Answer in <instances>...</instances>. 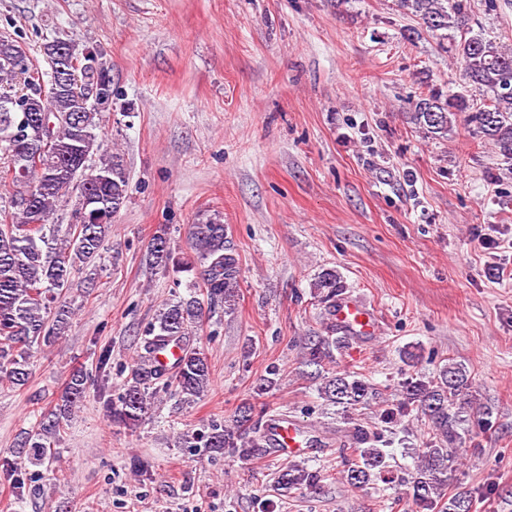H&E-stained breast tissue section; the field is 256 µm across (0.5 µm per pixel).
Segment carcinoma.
<instances>
[{"instance_id": "cac0c4a2", "label": "carcinoma", "mask_w": 512, "mask_h": 512, "mask_svg": "<svg viewBox=\"0 0 512 512\" xmlns=\"http://www.w3.org/2000/svg\"><path fill=\"white\" fill-rule=\"evenodd\" d=\"M397 7L420 21L439 47L461 63V90L445 93L432 86L412 103L407 118L426 137L443 138L455 126L488 144L498 160L512 170V48L470 25L468 0H396ZM48 70L41 71L11 36L0 35V183L15 187L0 216L10 229L0 230V385L21 387L30 379L29 358L35 345L50 346L70 326L75 309L67 301L74 278L94 266L112 221L126 202L130 171L117 149L102 151L98 113L86 111L76 75L66 57L92 60L104 96L118 97L111 68L97 50L73 38H54L41 49ZM486 92L476 104L468 88ZM55 123L49 131L39 114ZM73 205L70 216L83 219L77 236L71 224L54 221L57 208ZM189 244L194 262L176 258L165 234L148 243L144 259L152 269L195 270L189 293L160 308L139 339L137 358L119 387L112 422L134 427L149 417L155 400L173 399L191 406L210 389L211 367L198 339L205 309L224 304L231 311L238 298L241 263L228 244L223 216L214 212L190 225ZM313 294L332 311L346 289L334 269H324L310 283ZM336 325L304 337V364L324 368L333 361ZM176 347L181 355L170 365L159 354ZM402 358L409 367L395 392L385 396L355 371L318 374V394L337 408L344 424L338 454L339 479L352 489L377 481L395 482L386 447L392 432L409 416L420 420L427 435L418 449L415 469L400 477L417 512H472L468 491L450 496L448 470L475 435L494 427V408L482 401L465 367L448 362L433 375L416 370L418 354L407 348ZM90 376L72 372L61 404L40 416L37 425L15 440L13 455L40 465L88 391ZM279 369L272 368L254 387L252 400L240 405L230 419L213 422L204 434L185 435L195 447L224 453L242 462L269 451L262 420L267 405L261 399L278 386ZM381 405L379 425L362 421V410ZM4 478L23 497L26 482L8 459L0 461ZM321 472L290 461L281 469L277 489L315 487Z\"/></svg>"}]
</instances>
